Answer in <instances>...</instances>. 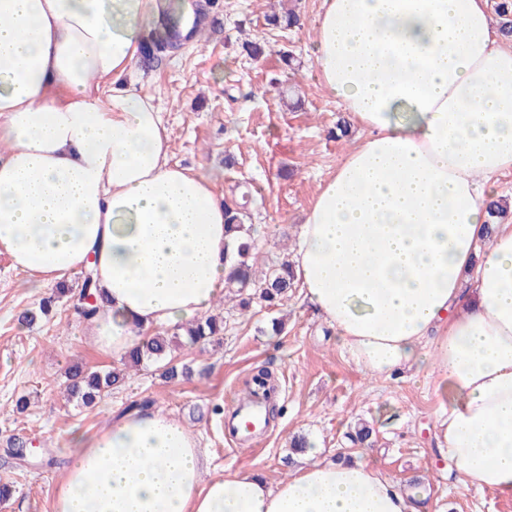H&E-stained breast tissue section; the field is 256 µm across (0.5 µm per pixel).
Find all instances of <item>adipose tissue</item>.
Returning <instances> with one entry per match:
<instances>
[{
	"label": "adipose tissue",
	"instance_id": "adipose-tissue-1",
	"mask_svg": "<svg viewBox=\"0 0 512 512\" xmlns=\"http://www.w3.org/2000/svg\"><path fill=\"white\" fill-rule=\"evenodd\" d=\"M157 0H0V253L42 287L94 264L97 349L204 318L234 243L211 177L171 160L126 84ZM318 78L362 133L299 226L295 271L339 346L376 376L430 364L439 448L463 486L512 492V224L484 236L512 169V45L487 0H321ZM53 512H421L357 458L269 483L205 475L173 416L76 436Z\"/></svg>",
	"mask_w": 512,
	"mask_h": 512
}]
</instances>
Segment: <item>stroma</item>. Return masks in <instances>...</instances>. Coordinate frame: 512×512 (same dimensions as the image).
<instances>
[{"mask_svg": "<svg viewBox=\"0 0 512 512\" xmlns=\"http://www.w3.org/2000/svg\"><path fill=\"white\" fill-rule=\"evenodd\" d=\"M320 0H217L201 38L140 60L137 87L162 109L172 160L213 177L218 194L249 193L246 223L267 260L292 257L300 216L319 183L334 171L359 135L321 86L312 57ZM295 11V27H273L271 14ZM264 53L249 57L244 42ZM348 126L337 136V126ZM27 276L0 254V478L12 482L0 512H52L63 469L57 461L72 433H93L135 402L151 400L197 437L210 471L255 468L276 483L301 465L294 438L317 446L318 458L363 457L383 476L402 482L431 512H512V493L463 486L439 453L436 425L448 400L431 366L391 377L369 375L339 347L300 288L275 312L259 303L224 315L220 344L178 350L193 374L171 381L155 365L130 371L122 384L89 407L69 400L65 371L73 363L112 369L98 353L72 305L28 325L20 313L51 293H30ZM284 317L281 334L268 328ZM278 378L280 413L254 450L234 447L224 412L242 396L255 367ZM29 408L16 412L19 396ZM373 429L370 444L349 440L358 423ZM26 458L11 456L14 447Z\"/></svg>", "mask_w": 512, "mask_h": 512, "instance_id": "stroma-1", "label": "stroma"}]
</instances>
